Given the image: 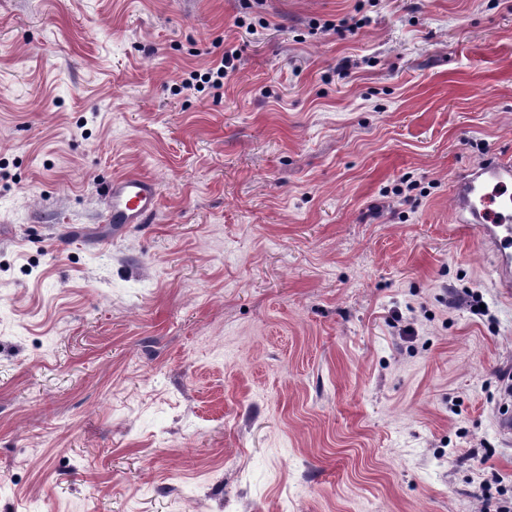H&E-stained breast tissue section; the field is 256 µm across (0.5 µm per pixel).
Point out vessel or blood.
<instances>
[{
	"label": "vessel or blood",
	"mask_w": 512,
	"mask_h": 512,
	"mask_svg": "<svg viewBox=\"0 0 512 512\" xmlns=\"http://www.w3.org/2000/svg\"><path fill=\"white\" fill-rule=\"evenodd\" d=\"M503 196L504 206L485 208L486 187ZM106 223L121 230L144 224L157 209L158 190L154 180L130 176L112 179L104 190ZM455 214L462 224L476 225L480 242L497 256L499 287L512 288V159L489 156L463 169L452 185Z\"/></svg>",
	"instance_id": "b4317fda"
}]
</instances>
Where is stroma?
<instances>
[{
  "label": "stroma",
  "mask_w": 512,
  "mask_h": 512,
  "mask_svg": "<svg viewBox=\"0 0 512 512\" xmlns=\"http://www.w3.org/2000/svg\"><path fill=\"white\" fill-rule=\"evenodd\" d=\"M492 154L512 0H0V512H493ZM235 59H237L235 51H225L222 58L205 73L198 75V73L192 72L191 79L196 80V83L208 84L212 89L221 90L224 88V77L228 73V69H234ZM503 196L505 204L498 210L486 209L483 190L491 186ZM510 188V192H509ZM455 214L460 224L475 225L479 241L497 256L499 288H512V159L489 156L463 169L452 185ZM480 203V208L478 207ZM106 200L105 223L114 230L127 224H146L158 205V190L154 180L130 176L112 179L104 190Z\"/></svg>",
  "instance_id": "1"
}]
</instances>
